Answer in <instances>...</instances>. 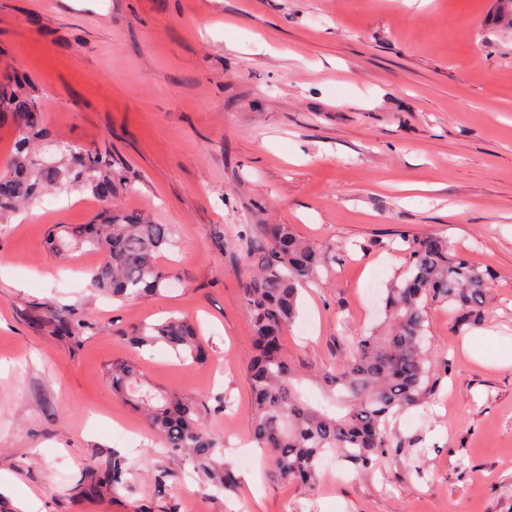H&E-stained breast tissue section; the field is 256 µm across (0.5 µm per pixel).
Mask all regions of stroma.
I'll return each instance as SVG.
<instances>
[{"mask_svg": "<svg viewBox=\"0 0 512 512\" xmlns=\"http://www.w3.org/2000/svg\"><path fill=\"white\" fill-rule=\"evenodd\" d=\"M0 62L48 104L50 138L111 146L117 203L171 225L170 285L135 301L90 287L95 253L59 258L55 224L102 210L63 189L0 223V512H512V22L501 0H0ZM262 224L324 260L283 333L314 403L346 337L378 323L404 236H443L495 274L478 326L428 310L436 382L391 426L374 471L326 457L316 483L274 481L248 428L255 353L244 297ZM93 324L57 335L53 310ZM189 316L206 364L126 341ZM135 362L153 386L209 401L235 493L162 453L104 369ZM141 474L92 494L113 454ZM167 470L164 484L155 475Z\"/></svg>", "mask_w": 512, "mask_h": 512, "instance_id": "1", "label": "stroma"}]
</instances>
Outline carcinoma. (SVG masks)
Returning a JSON list of instances; mask_svg holds the SVG:
<instances>
[{"label":"carcinoma","instance_id":"1","mask_svg":"<svg viewBox=\"0 0 512 512\" xmlns=\"http://www.w3.org/2000/svg\"><path fill=\"white\" fill-rule=\"evenodd\" d=\"M47 103L34 93L32 80L10 66H0V126L13 130V152L0 166V219L33 203L50 188L89 191L105 203L90 224L60 225L48 240L59 256L70 242L102 255L90 286L124 301L158 292L173 279L160 262L173 245L167 224H153L114 204L121 179L114 175L110 151L67 145L50 164L40 162L51 147L44 127ZM408 256L404 272L387 288L384 320L351 337L342 366L323 372L334 396L333 407L314 406L300 391L302 375L285 357L282 334L296 317L300 290L313 283L322 260L316 249L286 224H262L251 247L256 274L245 288L256 354L247 367L253 396L250 432L268 452L271 477L281 482L314 483L320 463L335 454L348 467L368 472L392 449L390 420L423 405L432 392L434 367L427 336V309L446 306L462 326L480 320L491 297V273L465 254L451 250L438 236L403 238ZM57 331L82 336L90 323L55 309ZM138 347L162 344L179 358H207L186 318H169L139 327L128 337ZM112 389L128 394L138 377L130 363L108 367ZM143 394L133 399L150 426L174 455L184 454L216 495L233 493L236 477L224 463L219 440L204 434L198 420L204 404L195 399ZM126 458L112 455V466L95 476L98 491L114 494L131 487Z\"/></svg>","mask_w":512,"mask_h":512}]
</instances>
